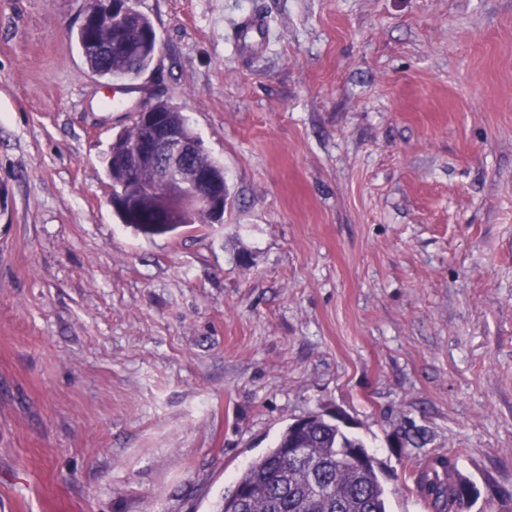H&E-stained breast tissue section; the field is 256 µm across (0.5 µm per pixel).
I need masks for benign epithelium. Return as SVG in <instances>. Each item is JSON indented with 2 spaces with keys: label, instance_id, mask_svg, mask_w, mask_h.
Here are the masks:
<instances>
[{
  "label": "benign epithelium",
  "instance_id": "7a95c632",
  "mask_svg": "<svg viewBox=\"0 0 512 512\" xmlns=\"http://www.w3.org/2000/svg\"><path fill=\"white\" fill-rule=\"evenodd\" d=\"M135 13V0H89L80 28L119 31ZM133 126L108 159L112 208L132 224L150 216L156 224H186L197 215L224 223V181L200 164L201 143L169 121L164 102H142Z\"/></svg>",
  "mask_w": 512,
  "mask_h": 512
}]
</instances>
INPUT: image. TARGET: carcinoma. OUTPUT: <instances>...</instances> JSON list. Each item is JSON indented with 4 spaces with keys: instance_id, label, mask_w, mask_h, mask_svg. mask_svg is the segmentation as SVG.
<instances>
[{
    "instance_id": "cac0c4a2",
    "label": "carcinoma",
    "mask_w": 512,
    "mask_h": 512,
    "mask_svg": "<svg viewBox=\"0 0 512 512\" xmlns=\"http://www.w3.org/2000/svg\"><path fill=\"white\" fill-rule=\"evenodd\" d=\"M91 35L77 30L76 41L92 73L135 79L154 61L152 49L133 55L114 52L101 61L89 48ZM364 444L345 433L323 414H313L301 428L288 425L276 444L250 462L236 478L234 489L224 495L221 512H389L377 463L356 468L342 459L347 448ZM304 448L307 462L298 464L288 449ZM444 476L421 471L417 488L431 498L435 512H469L475 501L462 493L470 481L458 471L452 457L438 460Z\"/></svg>"
}]
</instances>
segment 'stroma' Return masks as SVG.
I'll use <instances>...</instances> for the list:
<instances>
[{
  "label": "stroma",
  "mask_w": 512,
  "mask_h": 512,
  "mask_svg": "<svg viewBox=\"0 0 512 512\" xmlns=\"http://www.w3.org/2000/svg\"><path fill=\"white\" fill-rule=\"evenodd\" d=\"M85 5L0 0V512H216L315 412L390 512H429L446 454L507 512L512 0H136L160 50L129 92L85 64ZM148 97L223 166V223L112 209Z\"/></svg>",
  "instance_id": "1"
}]
</instances>
